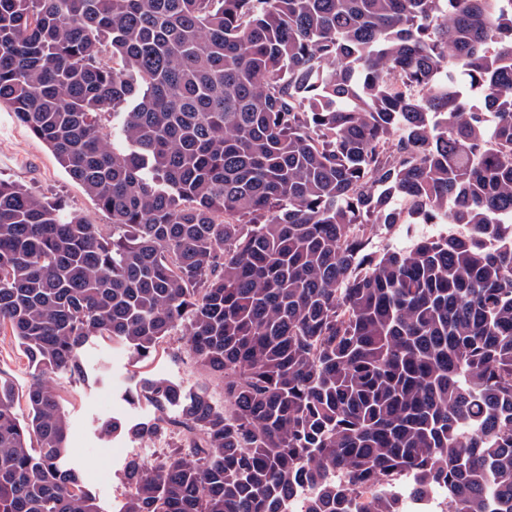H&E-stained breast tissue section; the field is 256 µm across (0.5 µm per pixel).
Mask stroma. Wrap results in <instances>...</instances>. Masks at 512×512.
<instances>
[{
  "mask_svg": "<svg viewBox=\"0 0 512 512\" xmlns=\"http://www.w3.org/2000/svg\"><path fill=\"white\" fill-rule=\"evenodd\" d=\"M0 179L46 195L65 211L91 223L110 221L5 102L0 104ZM80 359L85 370L83 380L60 371L48 376L61 396L69 425L65 462L79 471L103 512H113L119 504L117 494L127 465L135 458L152 461L160 452L154 436L130 433L131 428L151 423L155 417L152 404L137 396L142 381L163 378L188 392L204 386L219 406L224 403L223 383L199 369L178 331L145 360L137 359L120 339L102 337L87 339ZM112 419L119 421L122 429L105 433L103 424Z\"/></svg>",
  "mask_w": 512,
  "mask_h": 512,
  "instance_id": "stroma-1",
  "label": "stroma"
}]
</instances>
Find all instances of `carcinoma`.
<instances>
[{
	"mask_svg": "<svg viewBox=\"0 0 512 512\" xmlns=\"http://www.w3.org/2000/svg\"><path fill=\"white\" fill-rule=\"evenodd\" d=\"M0 102L112 217L0 181V512H101L45 374L182 325L119 512H512V0H0ZM30 370L28 362L21 354L15 344L11 341L9 333L3 336L0 333V371L4 376L10 379L15 391L20 395V413H26L24 399L21 394L24 393L30 383Z\"/></svg>",
	"mask_w": 512,
	"mask_h": 512,
	"instance_id": "obj_1",
	"label": "carcinoma"
}]
</instances>
